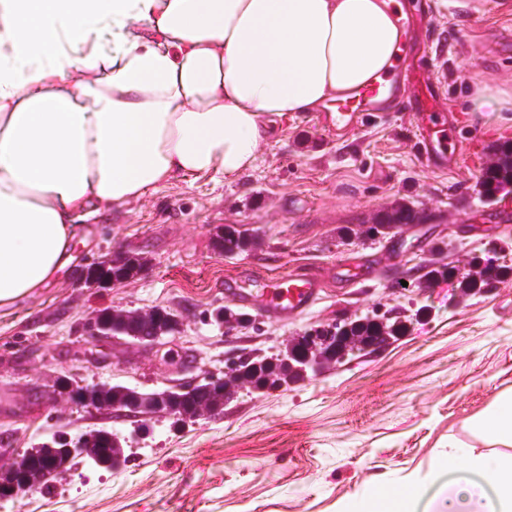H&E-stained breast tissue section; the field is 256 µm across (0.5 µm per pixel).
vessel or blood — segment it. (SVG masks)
Wrapping results in <instances>:
<instances>
[{"label":"vessel or blood","instance_id":"vessel-or-blood-1","mask_svg":"<svg viewBox=\"0 0 512 512\" xmlns=\"http://www.w3.org/2000/svg\"><path fill=\"white\" fill-rule=\"evenodd\" d=\"M410 45H402L392 70L380 79L354 91L347 98L337 100L320 114L322 126L336 137L346 135L374 112H410L414 116L415 129L423 159L432 167L448 165V141L458 138L456 127L448 123L447 104L444 100L424 98L420 94H406L411 83L412 71L408 59ZM323 288L321 279L308 273L294 272L281 278L270 288L253 290L235 285L234 296L243 300L259 301L267 314L285 318L296 315L319 298Z\"/></svg>","mask_w":512,"mask_h":512}]
</instances>
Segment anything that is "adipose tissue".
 <instances>
[{
	"mask_svg": "<svg viewBox=\"0 0 512 512\" xmlns=\"http://www.w3.org/2000/svg\"><path fill=\"white\" fill-rule=\"evenodd\" d=\"M400 0H0V308L71 267L75 221L252 168L281 120L393 64ZM114 48L105 51L103 36ZM345 512H512V454Z\"/></svg>",
	"mask_w": 512,
	"mask_h": 512,
	"instance_id": "ef3b65f1",
	"label": "adipose tissue"
}]
</instances>
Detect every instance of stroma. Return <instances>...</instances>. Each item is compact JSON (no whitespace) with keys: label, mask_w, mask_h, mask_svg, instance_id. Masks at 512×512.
Masks as SVG:
<instances>
[{"label":"stroma","mask_w":512,"mask_h":512,"mask_svg":"<svg viewBox=\"0 0 512 512\" xmlns=\"http://www.w3.org/2000/svg\"><path fill=\"white\" fill-rule=\"evenodd\" d=\"M406 2L410 43L431 54L432 92L466 141L457 165H427L410 113L364 119L338 138L307 112L280 122L247 172L160 184L83 221L70 271L0 312V464L99 428L130 439L127 460L117 470L74 465L0 512H343L374 493L408 492L437 463L512 452L471 424L496 396L512 395V222L483 220L512 213V193L490 204L478 194L497 149L512 142V0ZM482 88L503 93L502 111L476 103ZM401 202L415 223L364 236ZM227 224L249 230L255 246L224 256L216 240ZM492 244L511 273L491 287L464 296L453 280L414 286L420 264L464 270ZM119 251L141 258L136 276L96 293L80 286L86 263ZM354 256L370 257L377 276L337 281V266ZM293 271L319 274L324 290L286 319L225 290L231 278L272 282ZM223 307L250 325L219 328L213 314ZM104 308H165L181 327L155 346L91 336L87 324ZM387 309L407 329L381 351L283 389L240 391L212 415L144 419L143 440L130 418L52 393L61 375L172 389L222 373L241 350L272 355L311 327Z\"/></svg>","instance_id":"stroma-1"}]
</instances>
